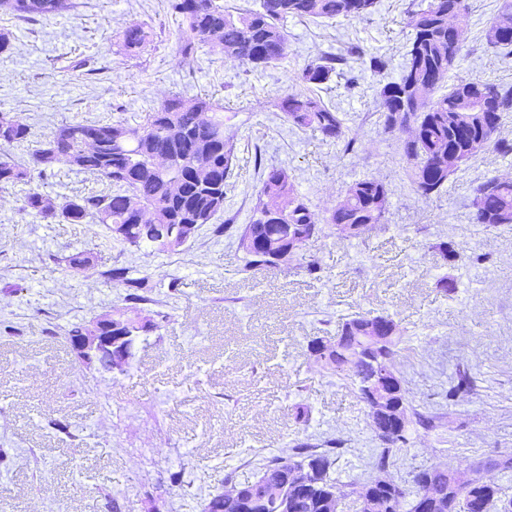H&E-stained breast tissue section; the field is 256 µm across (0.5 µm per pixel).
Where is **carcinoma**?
<instances>
[{"instance_id": "carcinoma-1", "label": "carcinoma", "mask_w": 512, "mask_h": 512, "mask_svg": "<svg viewBox=\"0 0 512 512\" xmlns=\"http://www.w3.org/2000/svg\"><path fill=\"white\" fill-rule=\"evenodd\" d=\"M374 0H258L256 7L233 14L220 0H167V10L178 18L179 52L189 55L205 44L231 61L256 67L278 64L288 54V39L282 21L289 18L359 20L372 12ZM66 8V0H0V9L19 18L47 19ZM470 21L467 0H418L407 11L411 28L407 65L400 78L381 85L378 106L389 131L409 129L403 144L405 170L413 191L428 198L440 193L448 179L478 153L493 147L504 153L512 145L496 138L503 112H512V88L477 79L461 78L443 89L461 53V34ZM151 32L141 24L127 27L121 47L135 53L150 40ZM489 48L512 56V0H501L497 13L485 29ZM340 58H318L303 65L297 78L309 88L330 81ZM492 94L485 110L484 92ZM278 107L294 126L310 128L323 139H346L340 113L310 94H287ZM99 145L92 148L87 139ZM31 128L17 118L0 113V145L30 142ZM233 147L225 136L224 104L212 98L186 100L173 94L146 113L136 124L98 121L65 122L51 136L37 143L23 163L0 160V188L19 182L41 180L46 172L65 165L90 172L106 188L66 199L55 209L34 187L23 201V209L43 219L66 224H102L120 244L139 248L151 244L161 252H174L198 235L202 227L224 210L226 182L230 174ZM388 187L375 178L351 184L343 200L319 218L298 192L293 176L282 167H269L248 224L236 229L238 245L245 255L244 270L272 268L288 260L321 231V223L342 229L343 237H360L383 223ZM473 221L487 227L512 224V179L490 177L475 189ZM125 288L126 306L112 313V332L122 337L120 350L125 359L133 356L140 337L161 328L169 314H145L153 302L149 278L129 276V268L114 265L106 271ZM381 321L388 324L387 339L380 342L376 356L393 370L398 329L388 316L358 315L345 320L337 342L325 348L317 359L336 371L354 368L359 395L372 375L368 363H357L367 337L375 335ZM474 378L462 369L448 398L469 392ZM383 397L407 413V390L396 380ZM411 420L401 433L387 442L374 466L388 473L392 447L407 441ZM336 448H313L305 443L293 454L272 457L260 466L251 482L212 495L205 512H289L297 496L293 474L305 473L311 486L301 512H329L328 500L340 492L331 477ZM484 465L477 464L464 481L446 469L430 467L416 472L412 486L391 481L388 490L356 485L347 496L365 492L375 496L371 512H417L416 498L426 493L430 512H472L479 504L484 512H512V499L498 497V489L479 478Z\"/></svg>"}]
</instances>
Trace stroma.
Segmentation results:
<instances>
[{"mask_svg": "<svg viewBox=\"0 0 512 512\" xmlns=\"http://www.w3.org/2000/svg\"><path fill=\"white\" fill-rule=\"evenodd\" d=\"M48 20L14 19L0 10V113L30 125L36 139L64 121L135 123L170 95L224 104L233 144L220 224H246L260 173L288 168L317 215L347 186L373 177L390 189L385 221L358 238L324 226L288 264L245 271L234 237L201 232L173 254L111 244L99 224H62L29 215L20 182L0 189V448L19 462L0 465V512H202L226 475L254 480L261 459L298 443H338L332 476L342 490L368 481L383 448L352 371L328 370L308 349L335 339L342 322L387 315L401 342L395 372L409 407L433 417L412 426L393 449L390 476L410 485L436 466L460 473L512 452V225L472 221L475 187L512 178V154L488 149L461 165L441 194L424 198L407 181L405 133L387 132L376 108L380 86L403 71L411 0H377L363 20L285 21L288 56L256 67L203 46L177 52V24L165 0H74ZM457 76L512 86V57L489 48L482 29L499 0H468ZM133 24L153 36L128 56L119 42ZM342 60L315 94L341 112L352 147L289 123L279 100L305 92L296 74L321 57ZM386 60L374 72L371 58ZM89 61L81 69L79 61ZM98 177L61 166L41 184L54 203L102 190ZM458 252L449 262L436 251ZM93 252L85 270L67 256ZM155 284L154 309L169 320L142 341L122 372L87 365L68 331L123 306L124 290L106 272L116 262ZM320 270L308 274L306 262ZM453 282L437 288L440 278ZM178 279L180 293L167 284ZM476 386L448 399L456 373ZM307 404V422L292 417ZM68 424L61 433L55 422ZM180 473L181 484L170 481Z\"/></svg>", "mask_w": 512, "mask_h": 512, "instance_id": "35a3bbf8", "label": "stroma"}]
</instances>
